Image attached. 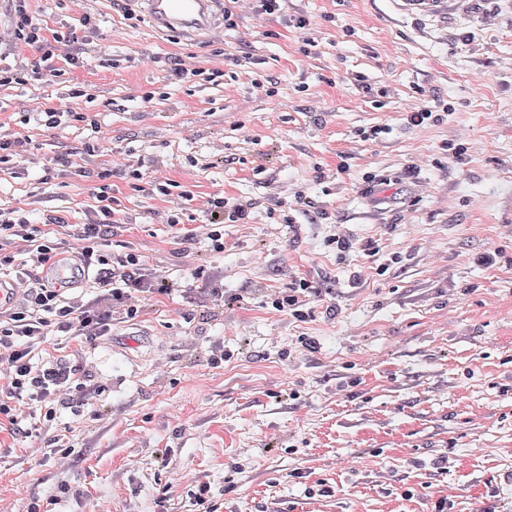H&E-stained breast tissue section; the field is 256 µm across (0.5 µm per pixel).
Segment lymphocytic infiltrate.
Segmentation results:
<instances>
[{"mask_svg": "<svg viewBox=\"0 0 512 512\" xmlns=\"http://www.w3.org/2000/svg\"><path fill=\"white\" fill-rule=\"evenodd\" d=\"M27 0H16L15 33L24 44L39 49L41 61L0 67V86L12 84L15 76H40L42 60L53 56V43L61 34L46 35L33 26L26 9ZM100 207L95 219L75 225L82 241L81 261L93 271L98 294L89 300L64 296L60 289L42 286L30 288L12 306L7 319H0V428L14 435L22 434L20 403L43 404L46 419H53L62 395L73 391L84 395L83 386L73 383L75 369L57 360L34 362L33 352L46 343L49 333H62L75 339L96 340L110 335L112 313L122 309L127 318L139 313V301L169 294L171 286L161 275L152 272L139 254L130 252L110 261L101 246L113 232L111 185H101L97 193ZM46 224L27 223L18 210L0 211V267L15 260L18 243H25L37 263L54 262V244Z\"/></svg>", "mask_w": 512, "mask_h": 512, "instance_id": "lymphocytic-infiltrate-1", "label": "lymphocytic infiltrate"}]
</instances>
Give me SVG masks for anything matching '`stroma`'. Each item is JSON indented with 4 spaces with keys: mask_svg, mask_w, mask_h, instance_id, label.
I'll list each match as a JSON object with an SVG mask.
<instances>
[{
    "mask_svg": "<svg viewBox=\"0 0 512 512\" xmlns=\"http://www.w3.org/2000/svg\"><path fill=\"white\" fill-rule=\"evenodd\" d=\"M259 8L235 2L234 26L189 42L138 0H29L84 64L62 45L61 76L0 88V132L31 140L0 164V208L86 224L111 171L105 253L141 254L174 289L108 340L35 350L82 365L88 394L34 436L0 433V512L512 506V0L445 22L394 0H282L258 27ZM174 59L193 77L170 81ZM74 85L82 120L42 125ZM424 107L443 120L408 125ZM69 153L87 176L47 179ZM367 172L385 184L364 192ZM213 196L251 206L220 252ZM338 224L358 246L344 261ZM301 278L318 290L304 322L271 306Z\"/></svg>",
    "mask_w": 512,
    "mask_h": 512,
    "instance_id": "obj_1",
    "label": "stroma"
}]
</instances>
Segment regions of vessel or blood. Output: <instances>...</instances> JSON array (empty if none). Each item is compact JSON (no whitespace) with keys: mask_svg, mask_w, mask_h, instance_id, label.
I'll return each mask as SVG.
<instances>
[{"mask_svg":"<svg viewBox=\"0 0 512 512\" xmlns=\"http://www.w3.org/2000/svg\"><path fill=\"white\" fill-rule=\"evenodd\" d=\"M142 12L156 30L203 39L224 28L222 0H139ZM400 12L412 16L468 13L470 0H395Z\"/></svg>","mask_w":512,"mask_h":512,"instance_id":"obj_1","label":"vessel or blood"}]
</instances>
